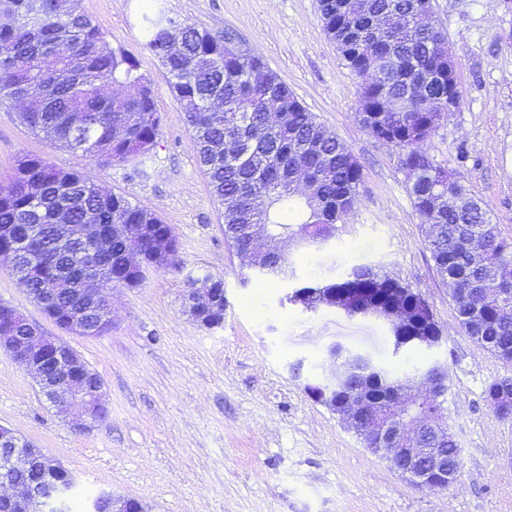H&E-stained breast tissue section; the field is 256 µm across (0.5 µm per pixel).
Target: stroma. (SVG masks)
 Instances as JSON below:
<instances>
[{"instance_id": "35a3bbf8", "label": "stroma", "mask_w": 512, "mask_h": 512, "mask_svg": "<svg viewBox=\"0 0 512 512\" xmlns=\"http://www.w3.org/2000/svg\"><path fill=\"white\" fill-rule=\"evenodd\" d=\"M143 0H82L111 46L142 63L162 115L149 158L97 162L30 134L17 107L0 105V186L23 152L86 174L172 226L180 270L148 272L111 291L112 326L98 337L59 332L0 264V302L61 336L98 373L106 420L85 431L59 416L28 372L0 350V425L32 442L72 478L71 512L101 492L146 512H512V419L484 399L512 365L458 327L449 287L424 244V226L397 150L358 122L361 80L325 35L317 0H162L167 14L212 35L233 29L363 167L358 200L335 237L289 245L294 277L264 282L224 239L168 75L144 46ZM452 55L461 103L426 141L428 155L461 173L470 194L512 242V13L501 0H431ZM419 291L442 330L438 347L396 351L389 323L324 306L290 304L304 285L340 281L356 266ZM224 281V320L207 328L184 308L187 278ZM362 354L396 376L441 361L451 431L462 453L455 483L416 487L325 406L306 381L329 350Z\"/></svg>"}]
</instances>
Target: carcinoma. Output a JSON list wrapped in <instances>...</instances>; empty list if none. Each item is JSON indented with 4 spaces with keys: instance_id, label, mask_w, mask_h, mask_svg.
Instances as JSON below:
<instances>
[{
    "instance_id": "carcinoma-1",
    "label": "carcinoma",
    "mask_w": 512,
    "mask_h": 512,
    "mask_svg": "<svg viewBox=\"0 0 512 512\" xmlns=\"http://www.w3.org/2000/svg\"><path fill=\"white\" fill-rule=\"evenodd\" d=\"M417 0H318L324 31L336 43L346 66L359 73L357 54L383 49L389 70L381 83L362 87L359 122L399 155L423 158V145L437 128L433 106L448 95V46L426 35L427 24L416 13ZM0 0V104L25 103L21 113L34 135L44 133L60 146L80 151L109 165L144 157L153 149L160 129L157 94L141 72L140 62L114 49L99 26L74 3ZM403 10L405 21L381 28L379 18ZM145 47L169 74V87L180 104L200 165L212 195L222 206L224 238L248 253L254 232L307 245L333 238L354 208L363 182L362 165L346 144L307 111L277 73L249 50L235 46L229 35L218 39L192 24L181 25L178 46L164 44L174 20L159 0L143 5ZM313 172L310 192L294 187L299 172ZM410 196L422 224L425 244L442 279L474 296L452 298L464 335L512 364V285L499 276L512 266V242L471 196L456 173L428 161L406 171ZM452 193L457 204H433L440 193ZM99 225L106 244L97 250L83 239L82 226ZM168 225L153 212L78 172L54 167L44 157L23 153L13 180L0 186V248L22 249L26 283L56 289L60 303L85 310L81 298L83 272L94 263L104 270L108 286L135 287L145 278L128 268L136 248L146 263L166 238ZM264 275L288 274L284 253L267 252ZM379 278L405 300L420 296L400 280L369 266H358L340 282L303 286L288 300L299 303L308 293L312 310L323 299L350 288H365ZM409 409L394 407L385 379L371 383L364 405L380 422L403 418L420 427L421 446L458 461L451 432L438 433L447 408L431 392Z\"/></svg>"
}]
</instances>
